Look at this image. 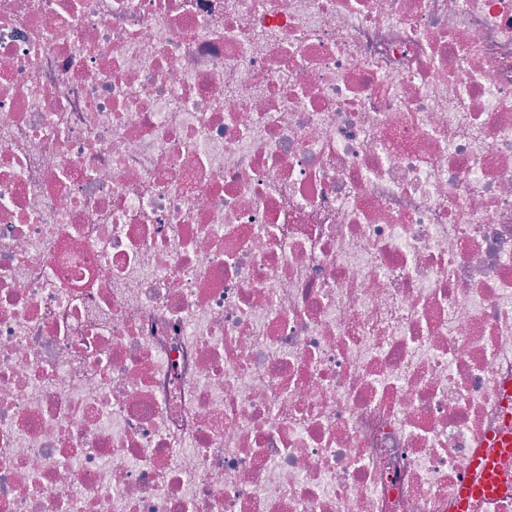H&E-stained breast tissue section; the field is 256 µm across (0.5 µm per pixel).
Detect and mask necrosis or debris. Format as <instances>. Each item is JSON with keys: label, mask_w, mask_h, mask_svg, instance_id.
I'll list each match as a JSON object with an SVG mask.
<instances>
[{"label": "necrosis or debris", "mask_w": 512, "mask_h": 512, "mask_svg": "<svg viewBox=\"0 0 512 512\" xmlns=\"http://www.w3.org/2000/svg\"><path fill=\"white\" fill-rule=\"evenodd\" d=\"M512 427V0H0V512H457Z\"/></svg>", "instance_id": "necrosis-or-debris-1"}]
</instances>
